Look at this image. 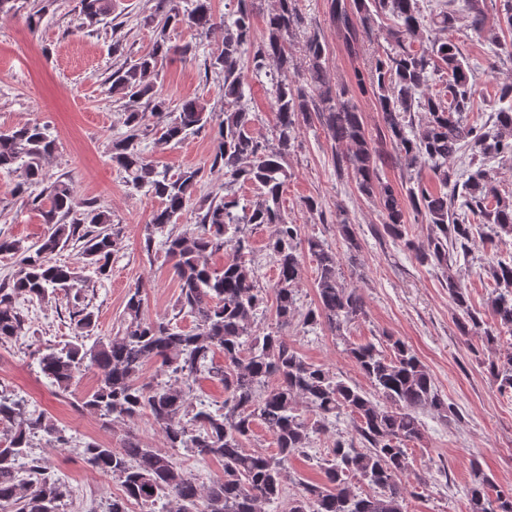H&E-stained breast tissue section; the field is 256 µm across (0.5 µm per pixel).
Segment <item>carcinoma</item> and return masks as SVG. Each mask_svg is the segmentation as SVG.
<instances>
[{
	"label": "carcinoma",
	"instance_id": "1",
	"mask_svg": "<svg viewBox=\"0 0 512 512\" xmlns=\"http://www.w3.org/2000/svg\"><path fill=\"white\" fill-rule=\"evenodd\" d=\"M190 2L183 8L181 0H156L150 18L155 25L152 47L113 70L110 93L125 101L127 127L126 135L112 142V163L125 173L129 185L161 201L145 226L144 248L150 253L160 241L179 281L178 313L193 319V329L185 332L166 319H145L143 285L138 284L128 292L121 335L86 346L96 315L85 281L77 268L53 261V255L79 243L83 264L106 279L120 230L107 211L91 205L87 224L64 222L76 206L74 186L47 174L43 161L54 140L46 127L28 123L0 133V170L21 172V194L29 185L41 187L25 204L41 213L47 231L30 246L0 239V252L17 256L12 280L0 287V345L12 342L25 329L17 298L49 303L64 296L74 340L40 354V373L66 392L82 372L93 370L97 384L85 395L82 408L114 424L147 412L161 429L166 447L186 448L202 459L223 462V473L203 489L165 451L143 448L133 438L120 448L86 441L79 448L85 464L117 479L123 488V495L106 502L107 512H129L132 500L148 508L162 501L165 512H261L268 503L280 504L282 512H407L400 476L413 468L409 443L423 438L419 411L430 409L446 417L451 406L401 338L386 333L376 342L347 340L348 327L366 316L365 298L359 288L340 281L336 252L319 237H301V226L289 222L281 210L288 178L283 160L301 125L318 120L334 144L338 173L351 174L359 193L378 202L383 233L402 242L421 265L448 268L451 254L468 250L480 225L487 228L481 238L489 243L512 237V194L499 191L487 166L495 159L512 160V82L501 84L492 122L470 123L467 114L474 110L476 95L474 70L452 41L424 40L429 29L446 33L459 25L492 35L503 28L512 31V0H503L493 23L487 0H444L439 11L429 13L424 0H330L336 31L352 55L372 37L376 20L386 17L394 22L388 47L354 73L356 87L370 89L377 100L380 131L393 144L391 154L371 145L350 88L327 81L326 45L316 31L302 44L304 83L293 80L295 63L286 43L304 24L297 0H277L260 42L252 38L250 0H237L230 22L213 13L211 0ZM114 7V0H78L86 26L99 23ZM172 26L198 37L224 27L222 48L210 61V67L223 76L224 112H212L195 98L172 109L158 93L151 80L158 65L172 52L184 56L193 48L190 43L180 48L168 44ZM246 53L252 55L255 73L269 77L272 84L273 146L252 135L255 115L241 104L245 82L240 63ZM438 71L447 78L433 91L430 81ZM163 112L170 114V120L159 141L179 144L211 130L209 171L223 175L227 187L250 184L255 188L253 198L245 200L229 190L200 207L194 230L176 235L168 231L193 200L201 168L160 170L143 155L140 137L149 127V117ZM417 112L423 118L415 125ZM463 156L468 162L460 172L455 163ZM389 165L404 168L407 177L397 185L383 180L381 170ZM425 167L441 185L461 190L473 223L459 219L454 198L422 184L418 174ZM407 205L415 221L431 228L421 241L407 238ZM262 225L273 227L265 249L277 278L269 290L254 278V246L246 232L249 226ZM336 228L348 251L359 250L355 225L342 210L336 212ZM219 253L226 255L221 269L209 263ZM305 254L317 263V305L302 311L298 282ZM487 274L495 284L494 321L512 333V257L489 265ZM448 293L459 312L460 333L467 336L481 329L484 344L498 347L500 336L491 328H481L482 320L473 311L463 283L448 280ZM270 295L275 323L259 333L255 319L267 308ZM295 323L304 328L325 326L343 341L344 352L370 389L346 382L325 364L307 362L284 333ZM218 351L224 355L222 365L214 363ZM150 360L159 363V374L144 382L143 366ZM488 370L500 392L512 395V352L492 360ZM201 377L224 384L221 404L199 397L190 402ZM343 415L350 418L355 438H336L320 464L322 480H301L298 493L286 495L291 460ZM0 425L10 427L7 437L0 439V507L62 512L72 497L71 487L30 448L37 435L51 448L66 447L70 443L66 429L42 413L29 411L25 400L2 391ZM257 425L272 434L275 452L246 450ZM354 479L365 482L372 492L356 493ZM468 512H512V487L495 485L479 465L472 464Z\"/></svg>",
	"mask_w": 512,
	"mask_h": 512
}]
</instances>
